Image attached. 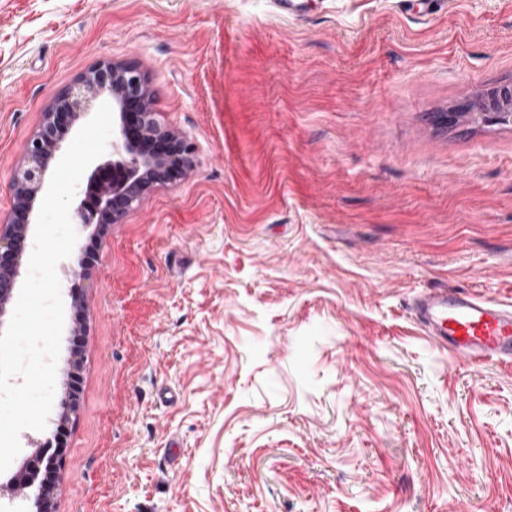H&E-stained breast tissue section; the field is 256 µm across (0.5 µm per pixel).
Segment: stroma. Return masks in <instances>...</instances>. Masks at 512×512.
<instances>
[{
  "instance_id": "stroma-1",
  "label": "stroma",
  "mask_w": 512,
  "mask_h": 512,
  "mask_svg": "<svg viewBox=\"0 0 512 512\" xmlns=\"http://www.w3.org/2000/svg\"><path fill=\"white\" fill-rule=\"evenodd\" d=\"M137 64L193 172L65 307L52 512H512V362L450 359L430 288L512 307V124L432 115L512 82V0H0V221L52 98Z\"/></svg>"
}]
</instances>
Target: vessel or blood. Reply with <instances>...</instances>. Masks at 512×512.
I'll return each instance as SVG.
<instances>
[{
    "label": "vessel or blood",
    "instance_id": "vessel-or-blood-1",
    "mask_svg": "<svg viewBox=\"0 0 512 512\" xmlns=\"http://www.w3.org/2000/svg\"><path fill=\"white\" fill-rule=\"evenodd\" d=\"M412 310L437 348L473 365L512 361V309L467 292L429 289Z\"/></svg>",
    "mask_w": 512,
    "mask_h": 512
}]
</instances>
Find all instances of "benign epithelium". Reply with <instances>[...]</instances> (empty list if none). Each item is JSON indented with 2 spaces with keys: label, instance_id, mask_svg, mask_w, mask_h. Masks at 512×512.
<instances>
[{
  "label": "benign epithelium",
  "instance_id": "1",
  "mask_svg": "<svg viewBox=\"0 0 512 512\" xmlns=\"http://www.w3.org/2000/svg\"><path fill=\"white\" fill-rule=\"evenodd\" d=\"M104 96L112 99L117 117L107 150L116 160L93 162L87 184L77 188L71 204L75 224H118L143 194L156 184L179 186L192 168V146L179 133L160 125L151 107L145 74L131 63L102 60L58 93L36 135L26 144L15 170V205L0 226V317L16 296L22 258L27 250L34 201L44 190L49 167L61 151L66 134L93 111ZM479 111L485 120H512V84L486 90L446 113ZM61 449L45 447L13 486L25 494L35 512H49L50 494L59 468Z\"/></svg>",
  "mask_w": 512,
  "mask_h": 512
}]
</instances>
